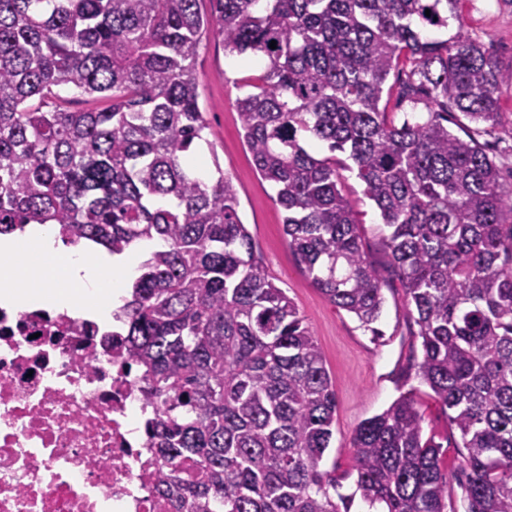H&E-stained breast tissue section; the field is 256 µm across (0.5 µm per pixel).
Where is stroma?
<instances>
[{"instance_id":"obj_1","label":"stroma","mask_w":512,"mask_h":512,"mask_svg":"<svg viewBox=\"0 0 512 512\" xmlns=\"http://www.w3.org/2000/svg\"><path fill=\"white\" fill-rule=\"evenodd\" d=\"M463 18L473 39L484 44L503 65L512 64V0H465ZM262 70L261 64L247 57L235 59L226 55L224 44L214 31L204 34L196 71L198 104L208 124V138L237 189L239 215L257 254L275 283L285 289L306 317L336 390L333 438L320 468L335 471L342 493H352L356 472L351 437L355 428L410 392L422 414L424 435L434 437L442 447L441 469L448 483L447 512H462L465 451L446 413L416 377L420 359L417 327L409 318L401 280L389 263L381 219L364 196L355 173L344 172L343 190L354 204L366 255L383 285L386 303L377 332L364 330L352 315L330 304L312 285L288 247L283 234L285 212L273 201L271 185L253 166L235 107L244 83Z\"/></svg>"}]
</instances>
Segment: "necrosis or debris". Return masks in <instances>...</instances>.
Here are the masks:
<instances>
[{"label": "necrosis or debris", "mask_w": 512, "mask_h": 512, "mask_svg": "<svg viewBox=\"0 0 512 512\" xmlns=\"http://www.w3.org/2000/svg\"><path fill=\"white\" fill-rule=\"evenodd\" d=\"M113 327L0 304V512H175Z\"/></svg>", "instance_id": "necrosis-or-debris-1"}]
</instances>
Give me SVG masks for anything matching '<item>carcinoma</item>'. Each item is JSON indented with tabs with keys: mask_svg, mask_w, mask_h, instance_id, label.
Listing matches in <instances>:
<instances>
[{
	"mask_svg": "<svg viewBox=\"0 0 512 512\" xmlns=\"http://www.w3.org/2000/svg\"><path fill=\"white\" fill-rule=\"evenodd\" d=\"M197 2L0 0V235L53 224L113 255L155 244L113 316L182 512H349L353 495L319 470L336 417L322 350L256 256L218 158L207 175L195 160L209 143L196 57L216 27L230 56L265 62L236 110L289 248L379 335L385 298L341 186L356 173L417 326L416 375L466 449L465 512H512V182L448 128L450 112L500 126L512 69L469 36L464 0H216L212 20ZM61 86L106 106L47 109ZM422 92L426 116L395 122L387 101ZM351 442L367 512L448 508L411 395Z\"/></svg>",
	"mask_w": 512,
	"mask_h": 512,
	"instance_id": "carcinoma-1",
	"label": "carcinoma"
}]
</instances>
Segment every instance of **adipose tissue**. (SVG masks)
<instances>
[{"mask_svg": "<svg viewBox=\"0 0 512 512\" xmlns=\"http://www.w3.org/2000/svg\"><path fill=\"white\" fill-rule=\"evenodd\" d=\"M28 250L12 236H0V302L13 307L32 300L52 308L71 306L80 298L85 315L111 324L126 281L133 277L139 254L102 255L91 265L80 252L66 248L57 232L41 226L27 232Z\"/></svg>", "mask_w": 512, "mask_h": 512, "instance_id": "adipose-tissue-1", "label": "adipose tissue"}]
</instances>
